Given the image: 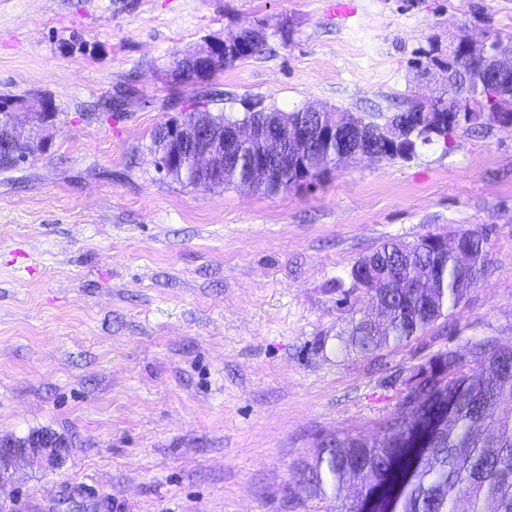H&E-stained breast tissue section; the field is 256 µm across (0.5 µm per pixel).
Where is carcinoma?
I'll list each match as a JSON object with an SVG mask.
<instances>
[{"mask_svg":"<svg viewBox=\"0 0 512 512\" xmlns=\"http://www.w3.org/2000/svg\"><path fill=\"white\" fill-rule=\"evenodd\" d=\"M173 71L184 83L201 78L192 74L182 57L174 55ZM470 82L465 84L457 72L449 74L441 94L425 102L412 99L399 112H367L356 116L369 138L366 146L382 160H409L420 145L436 139L448 142L458 131L473 132L489 125L512 127V94L491 82L480 81L484 72L482 55L465 62ZM341 107H326L322 112L304 109L283 111L276 107H247L243 116L228 118L208 108L196 107L185 116L191 121L205 117L223 135L229 126L262 127L275 124L280 140L295 156L297 146L288 142L290 129L309 131L308 151L322 153L329 164L321 171L300 176L287 166L267 168L268 188L249 180L236 167L208 176L188 170L172 178L195 188L216 186H254L268 194L294 185L310 184L340 167L337 157L345 152L340 134L322 136V117ZM403 128L399 145L388 143L383 131L393 123ZM9 115L0 107V170L9 171L42 151L26 146L9 152ZM467 247L466 260L459 258L454 244L427 235L416 242H387L355 263L350 271L354 286L365 291L372 304L381 309L384 322L351 319L346 346L363 352H376L401 345L423 334L439 319L448 318L468 292L484 279L489 239L481 228L461 233ZM478 366L462 371V356L457 351L441 353L421 366L414 378L423 390H441L448 398L447 424L442 426L422 462L415 468L396 505L397 512H512V347L502 348L492 340L471 344ZM428 407L415 408L404 403L403 410L384 424L378 439L360 437L321 440L316 448L296 464L299 484L309 497L336 503V512H360L362 497L373 494L387 479L390 465L401 452V435L411 429Z\"/></svg>","mask_w":512,"mask_h":512,"instance_id":"obj_1","label":"carcinoma"}]
</instances>
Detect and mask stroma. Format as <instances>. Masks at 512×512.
Here are the masks:
<instances>
[{
	"instance_id": "stroma-1",
	"label": "stroma",
	"mask_w": 512,
	"mask_h": 512,
	"mask_svg": "<svg viewBox=\"0 0 512 512\" xmlns=\"http://www.w3.org/2000/svg\"><path fill=\"white\" fill-rule=\"evenodd\" d=\"M334 2L0 0V98L56 113L46 152L0 171V436L69 443L58 469L18 468L0 512H332L293 478L317 441L380 435L442 352L469 370L471 342L512 347V128L275 194L158 170L153 130L195 106L393 110L431 42L512 35V0ZM258 21L259 55L171 77L173 53ZM478 225L486 275L452 317L374 353L340 342L370 311L356 261Z\"/></svg>"
}]
</instances>
